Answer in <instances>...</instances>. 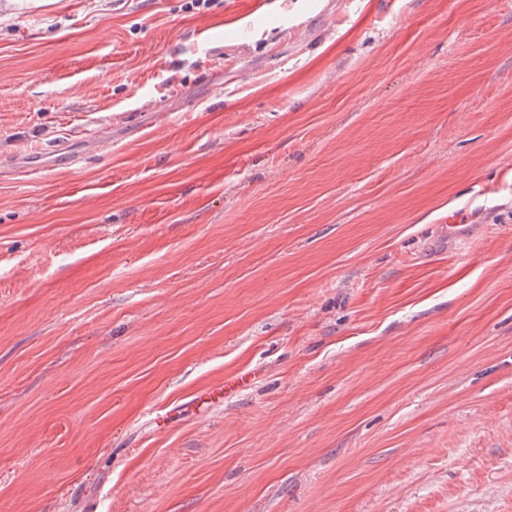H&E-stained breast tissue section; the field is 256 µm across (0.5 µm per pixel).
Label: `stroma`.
Returning a JSON list of instances; mask_svg holds the SVG:
<instances>
[{"label":"stroma","instance_id":"1","mask_svg":"<svg viewBox=\"0 0 512 512\" xmlns=\"http://www.w3.org/2000/svg\"><path fill=\"white\" fill-rule=\"evenodd\" d=\"M186 2L0 7V512H512V0ZM244 382L243 378H235L225 380L224 384H220L210 388L205 393L198 396L196 405H200L201 408H209L213 403L223 401L229 394L237 390Z\"/></svg>","mask_w":512,"mask_h":512}]
</instances>
